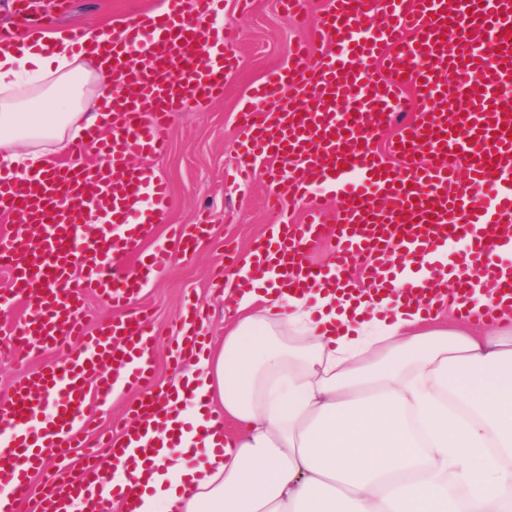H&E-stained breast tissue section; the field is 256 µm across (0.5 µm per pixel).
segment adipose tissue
Masks as SVG:
<instances>
[{
	"label": "adipose tissue",
	"mask_w": 512,
	"mask_h": 512,
	"mask_svg": "<svg viewBox=\"0 0 512 512\" xmlns=\"http://www.w3.org/2000/svg\"><path fill=\"white\" fill-rule=\"evenodd\" d=\"M67 43L0 51V163L43 164L112 94ZM236 318L187 378L190 404L152 422L173 447L138 457L135 512H512V322L480 326L374 299L369 316L275 272L233 292ZM234 421L240 435L214 426Z\"/></svg>",
	"instance_id": "obj_1"
}]
</instances>
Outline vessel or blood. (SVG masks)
Listing matches in <instances>:
<instances>
[{"label": "vessel or blood", "instance_id": "obj_1", "mask_svg": "<svg viewBox=\"0 0 512 512\" xmlns=\"http://www.w3.org/2000/svg\"><path fill=\"white\" fill-rule=\"evenodd\" d=\"M221 2L163 0L161 10L113 23L107 42L95 45L80 26H59L50 15L34 28L110 62L113 89L84 136L93 160L51 162L31 174L0 169V215L21 218L0 232V267L13 277L11 300L0 311L25 308L9 346L18 360L34 350L62 355L35 384H18L0 401V493L31 500V512H51L53 495L78 489L97 468L91 458L72 476L46 464L47 456L73 448L87 384L103 401L123 387L142 388L139 418L158 402L151 391L157 331L135 301L159 265L128 261L162 223L169 190L130 159L164 153L171 115L223 94L235 58L217 22ZM308 40L329 53L316 61L307 47L297 48L288 66L254 88L241 113V172L252 159L275 157L268 177L276 205L284 211L311 202L301 221L277 224L275 241L254 242L251 265L259 272L279 267L295 287H335L367 257L363 278L382 290L410 258L463 234L472 240L471 271L457 277L459 315H471L475 273L493 294L483 317L497 319L502 307L512 308V265L494 258L512 251V0H328ZM462 71L470 73L468 83L457 82ZM409 86L417 92L413 104L403 94ZM411 107L417 117L403 120ZM395 123L401 132L390 151L404 159L400 170L374 147ZM456 150L463 163L449 162ZM326 238L332 277L306 261ZM400 292L406 304L434 312L433 287L406 284ZM88 294L122 311L93 335L83 327ZM200 312L188 303L173 351L177 365L206 350L193 331ZM37 476L44 493L33 500ZM138 487L130 477L100 498L95 512H112L113 498L129 501Z\"/></svg>", "mask_w": 512, "mask_h": 512}]
</instances>
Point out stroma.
<instances>
[{
  "label": "stroma",
  "mask_w": 512,
  "mask_h": 512,
  "mask_svg": "<svg viewBox=\"0 0 512 512\" xmlns=\"http://www.w3.org/2000/svg\"><path fill=\"white\" fill-rule=\"evenodd\" d=\"M160 2L59 0L51 11L64 24L103 29L139 11L156 9ZM223 6L224 23L234 32L230 50L239 59L238 67L226 77L223 97L175 113L164 132L167 152L141 161L168 181L171 191L164 222L140 256L146 263L158 254L163 263L160 276L138 298L165 333L154 348V382L160 388L173 384L180 374L172 348L180 334L177 322L188 301H200L210 309L199 319L201 336L210 343L222 339L226 301L223 290L213 286L214 276L219 270L228 278L236 272L235 267L226 265L224 253L231 249L245 257L251 243L283 217L273 208L264 161H255L247 183L231 185L228 175L238 161L241 109L270 70L287 65L303 30L279 0H252L247 7L241 0H223ZM202 210L209 214L207 238L188 254L170 246L173 229L193 223ZM139 398V393L130 391L109 404L87 397L83 406L85 437L111 428L113 420L132 419L131 409Z\"/></svg>",
  "instance_id": "obj_1"
}]
</instances>
